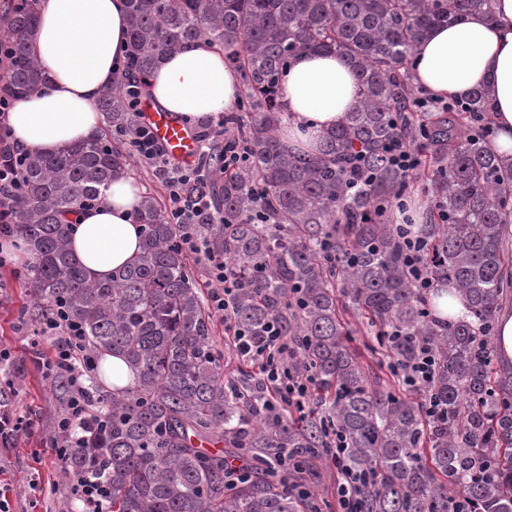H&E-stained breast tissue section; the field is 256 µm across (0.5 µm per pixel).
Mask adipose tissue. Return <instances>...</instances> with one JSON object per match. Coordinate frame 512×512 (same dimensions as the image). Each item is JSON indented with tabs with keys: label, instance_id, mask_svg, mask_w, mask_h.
Masks as SVG:
<instances>
[{
	"label": "adipose tissue",
	"instance_id": "obj_1",
	"mask_svg": "<svg viewBox=\"0 0 512 512\" xmlns=\"http://www.w3.org/2000/svg\"><path fill=\"white\" fill-rule=\"evenodd\" d=\"M127 0H41L31 48L44 80L6 116L19 149L54 155L102 126L96 102L111 87L129 45ZM412 73L436 98L488 91L497 136L493 148L512 163V0L492 12L432 29ZM358 92L351 68L333 54H302L283 87L289 144L318 153L324 132L345 122ZM155 105L183 121L218 120L237 100V77L222 49L198 40L168 57L149 79ZM141 188L116 176L100 206L83 211L72 231L75 263L92 281L110 279L141 250L136 214Z\"/></svg>",
	"mask_w": 512,
	"mask_h": 512
}]
</instances>
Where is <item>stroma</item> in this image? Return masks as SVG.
Masks as SVG:
<instances>
[{
    "mask_svg": "<svg viewBox=\"0 0 512 512\" xmlns=\"http://www.w3.org/2000/svg\"><path fill=\"white\" fill-rule=\"evenodd\" d=\"M24 264H0V399L7 401L24 428L0 445V491L11 512H74L71 482L57 462L54 428L69 392L51 384L44 363L54 355L49 340L32 345L42 321L31 316L21 285Z\"/></svg>",
    "mask_w": 512,
    "mask_h": 512,
    "instance_id": "35a3bbf8",
    "label": "stroma"
}]
</instances>
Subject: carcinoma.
<instances>
[{"label": "carcinoma", "mask_w": 512, "mask_h": 512, "mask_svg": "<svg viewBox=\"0 0 512 512\" xmlns=\"http://www.w3.org/2000/svg\"><path fill=\"white\" fill-rule=\"evenodd\" d=\"M34 0H13L0 41L13 55L0 92L21 100L39 87L30 46ZM491 0H128L129 50L98 102L107 131L55 156L28 153L19 196L0 211L41 258L22 282L38 317L64 305L80 346L123 360L134 374L105 394L91 387L97 412L82 425L72 471L94 473L111 512H308L323 508L315 489L290 490L276 460L301 471L336 465L341 440L359 473L361 512H448L454 498L476 512H512V379L499 376L492 338L512 280L502 227L512 219V164L495 153L491 103L481 90L451 103L452 116L417 118L409 71L428 29L490 12ZM204 38L244 70L249 125L232 112L224 131L247 160L211 183L214 218L198 231L208 255H222L239 281L236 327L288 338V372L312 382L314 410L290 409L252 376L226 379L213 331L217 311L181 246L182 227L153 195L142 197L141 251L106 281H90L70 258L69 217L134 153L112 145L138 117L130 84ZM302 53H332L355 72L359 92L345 123L309 156L280 138L283 82ZM428 152L412 171L394 167L392 149ZM428 181L426 275L435 296L451 284L470 319L445 325L425 307L424 290L404 258L403 233L389 207ZM362 336L388 359V377L350 347ZM435 358L416 398L400 390L415 349ZM220 437L246 454L249 480L224 483L225 453L206 454L191 438Z\"/></svg>", "instance_id": "cac0c4a2"}]
</instances>
